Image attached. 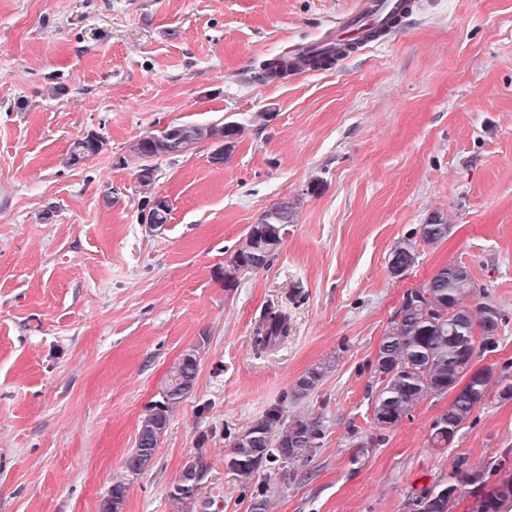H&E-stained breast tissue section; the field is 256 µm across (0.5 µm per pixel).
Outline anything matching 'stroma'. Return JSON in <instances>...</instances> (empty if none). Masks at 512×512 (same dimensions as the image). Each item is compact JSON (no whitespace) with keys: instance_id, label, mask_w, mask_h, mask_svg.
Instances as JSON below:
<instances>
[{"instance_id":"obj_1","label":"stroma","mask_w":512,"mask_h":512,"mask_svg":"<svg viewBox=\"0 0 512 512\" xmlns=\"http://www.w3.org/2000/svg\"><path fill=\"white\" fill-rule=\"evenodd\" d=\"M357 0H0V512H100L171 365L198 351L122 512H175L185 464L205 476L186 512H409L412 491L460 455L512 465V401L488 399L451 445L427 397L383 430L371 362L403 294L441 266L468 268L505 321L475 367L512 365V0H414L390 38L331 67L267 82L264 61L321 39ZM235 122L223 164L211 142L155 162L171 207L141 221L131 146L169 125ZM98 134L83 164L62 160ZM297 206L267 268L225 289L217 273L274 203ZM449 222L429 245L419 227ZM415 244L401 277L393 244ZM285 312L270 353L256 337ZM331 372L295 400V380ZM319 421L296 476L227 468L230 433L268 409ZM370 452L352 457L359 445ZM101 148V139L93 133L87 134L72 143L68 153L63 158V163L70 167L76 166L78 163H83L98 154ZM441 213H433L425 224L420 225V235L423 242L434 245L448 237V220L444 218L443 212ZM332 369L331 361L320 363L311 367L293 384L291 390L294 399H302L309 396L320 384L326 374Z\"/></svg>"}]
</instances>
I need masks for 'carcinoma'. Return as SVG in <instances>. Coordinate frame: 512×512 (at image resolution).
Wrapping results in <instances>:
<instances>
[{"mask_svg":"<svg viewBox=\"0 0 512 512\" xmlns=\"http://www.w3.org/2000/svg\"><path fill=\"white\" fill-rule=\"evenodd\" d=\"M288 72V58L275 57L262 64V77L276 79ZM241 133L235 122L212 125L181 124L147 132L131 146V152L142 164L135 173L136 187L143 195L148 224L160 229L171 212L167 199L155 194V166L152 161L182 153L204 141L217 145L212 161L224 163ZM101 139L90 133L75 140L63 158L67 166H75L98 154ZM294 204L283 200L265 210L251 225L233 256L236 266H224L221 279L231 289L238 283V273L268 267L283 243V231L294 223ZM448 220L441 213L432 214L420 225L423 242L434 245L448 238ZM389 259L401 264H414L412 242H396ZM473 278L466 267L448 263L440 267L418 291L427 294L421 301L403 303L383 332L372 368L381 389L373 402V419L380 427H392L410 415L413 407L427 396H444L460 383L466 386L457 393L448 409L431 425L430 441L435 447H446L461 427L471 418L489 391L492 369L479 372L468 380L477 349H490L488 340L480 337V329L490 316L503 322L498 307L476 303L480 289L472 287ZM288 317L272 316L264 335L262 348L272 350L288 338ZM198 352L186 350L171 366L162 385L160 400L150 405L140 420L136 448L126 460V472L138 475L153 462L158 441L165 433L172 409L194 388L198 374ZM332 369L329 362L320 363L293 384L292 397L309 396ZM322 430L316 421L302 417L287 419L277 406L255 421L248 429L232 437V449L226 458L228 469L244 478H252L262 467L278 469L306 460L312 449L319 447ZM204 470L196 461L185 464L182 482L172 486L170 499L181 506L194 503ZM127 484H112L102 504V512H122ZM267 484H260L250 495L249 512H268ZM468 498L467 512H512V468L505 464L473 467L468 458L458 456L452 469L432 485L414 492L409 504L416 512H450L460 497Z\"/></svg>","mask_w":512,"mask_h":512,"instance_id":"cac0c4a2","label":"carcinoma"}]
</instances>
